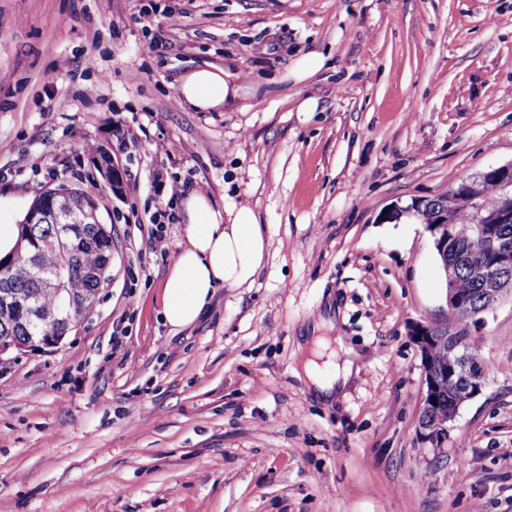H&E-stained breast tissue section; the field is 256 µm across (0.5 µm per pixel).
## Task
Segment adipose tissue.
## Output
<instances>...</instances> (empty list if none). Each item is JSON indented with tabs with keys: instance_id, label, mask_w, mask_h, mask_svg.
Masks as SVG:
<instances>
[{
	"instance_id": "obj_1",
	"label": "adipose tissue",
	"mask_w": 512,
	"mask_h": 512,
	"mask_svg": "<svg viewBox=\"0 0 512 512\" xmlns=\"http://www.w3.org/2000/svg\"><path fill=\"white\" fill-rule=\"evenodd\" d=\"M237 94V86L227 81L224 70L213 67L188 72L178 86L181 104L198 112L220 109ZM181 209L188 246L172 261L163 281V318L176 330L200 319L216 288L251 285L268 248L250 208H239L227 218L207 195L193 191L183 196ZM309 342L313 357L305 361L304 373L317 394L331 399L347 383L357 354L343 343L331 348L325 336L310 337ZM323 356L333 361V374L327 379L321 378L317 363Z\"/></svg>"
}]
</instances>
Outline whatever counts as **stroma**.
Wrapping results in <instances>:
<instances>
[{"instance_id": "stroma-1", "label": "stroma", "mask_w": 512, "mask_h": 512, "mask_svg": "<svg viewBox=\"0 0 512 512\" xmlns=\"http://www.w3.org/2000/svg\"><path fill=\"white\" fill-rule=\"evenodd\" d=\"M199 67L239 86L223 110L178 103ZM511 161L512 0H0V224L66 184L114 240L81 328L0 362V512H512V301L481 333L483 393L426 439L410 327L445 277L424 224L383 217ZM175 180L269 243L182 330L148 239L162 209L187 245ZM310 336L359 355L330 402L300 372Z\"/></svg>"}]
</instances>
